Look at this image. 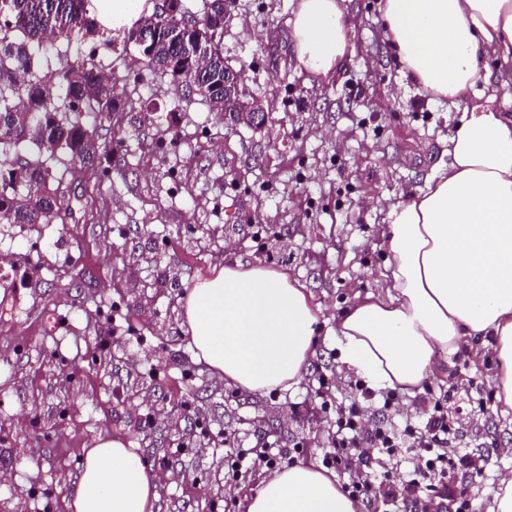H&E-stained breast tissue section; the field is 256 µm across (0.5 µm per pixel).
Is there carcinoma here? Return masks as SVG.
I'll list each match as a JSON object with an SVG mask.
<instances>
[{"label": "carcinoma", "mask_w": 512, "mask_h": 512, "mask_svg": "<svg viewBox=\"0 0 512 512\" xmlns=\"http://www.w3.org/2000/svg\"><path fill=\"white\" fill-rule=\"evenodd\" d=\"M91 0H0V147L15 150L34 146L45 156L29 162L0 160V224H50L60 218L58 200L70 193L65 174L49 164L58 151L70 161L94 166L99 130L118 111H134L139 101L116 90V81L99 70V47H112L90 16ZM227 0H203L200 28L173 35L184 16V0H169L167 9L142 17L120 29L133 44L142 65L170 82L200 95L224 117V14ZM101 37L86 55L61 71L63 104L47 94L48 86L32 72V62L59 39Z\"/></svg>", "instance_id": "cac0c4a2"}]
</instances>
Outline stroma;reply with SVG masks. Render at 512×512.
Here are the masks:
<instances>
[{
  "label": "stroma",
  "instance_id": "stroma-1",
  "mask_svg": "<svg viewBox=\"0 0 512 512\" xmlns=\"http://www.w3.org/2000/svg\"><path fill=\"white\" fill-rule=\"evenodd\" d=\"M297 0H229L222 46L266 111L253 130L215 121L115 37L97 60L142 103L99 132L112 155L95 181L59 153L71 192L62 219L0 224V512H69L67 494L98 436L140 449L157 512H245L271 470L321 462L360 375L338 360L336 322L379 292L389 211L448 161L464 103L404 79L382 34V0H351L353 51L337 73H300L285 37ZM240 261L299 279L322 307L315 354L293 390L250 394L198 360L181 298L195 276ZM427 379L482 456L457 477L486 512L512 471V423L482 412L494 363L462 343ZM272 465L234 468L240 450Z\"/></svg>",
  "mask_w": 512,
  "mask_h": 512
}]
</instances>
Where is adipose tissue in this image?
<instances>
[{
  "instance_id": "1",
  "label": "adipose tissue",
  "mask_w": 512,
  "mask_h": 512,
  "mask_svg": "<svg viewBox=\"0 0 512 512\" xmlns=\"http://www.w3.org/2000/svg\"><path fill=\"white\" fill-rule=\"evenodd\" d=\"M347 0H298L288 39L300 71L336 73L352 50ZM384 36L403 76L456 104L448 164L389 215L381 294L355 296L336 326L340 361L375 385L410 391L433 376L436 351L468 338L490 350L502 417H512V0H384ZM494 58L496 69L482 68ZM320 307L287 272L212 268L183 299L195 356L241 391L295 388L315 353ZM157 477L138 449L98 438L69 495L70 512H155ZM246 512H362L312 463L274 471Z\"/></svg>"
}]
</instances>
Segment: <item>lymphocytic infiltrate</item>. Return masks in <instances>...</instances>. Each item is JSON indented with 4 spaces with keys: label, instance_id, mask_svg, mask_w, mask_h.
Masks as SVG:
<instances>
[{
    "label": "lymphocytic infiltrate",
    "instance_id": "1",
    "mask_svg": "<svg viewBox=\"0 0 512 512\" xmlns=\"http://www.w3.org/2000/svg\"><path fill=\"white\" fill-rule=\"evenodd\" d=\"M373 393L365 386H358L352 402L341 409L337 418L340 437L334 438L323 456L326 468L348 473V486L354 496L380 490L383 500L393 512H402L408 504L427 503L434 499L453 496L454 491L446 482L449 469L461 474L480 473L478 457H458L456 465H449L448 455L456 430L444 408L430 399H421V426L405 425L396 429L384 425H367L366 407ZM402 448L416 449L413 468L400 483L379 482L378 466L383 456H395ZM440 476V483H433V476Z\"/></svg>",
    "mask_w": 512,
    "mask_h": 512
}]
</instances>
